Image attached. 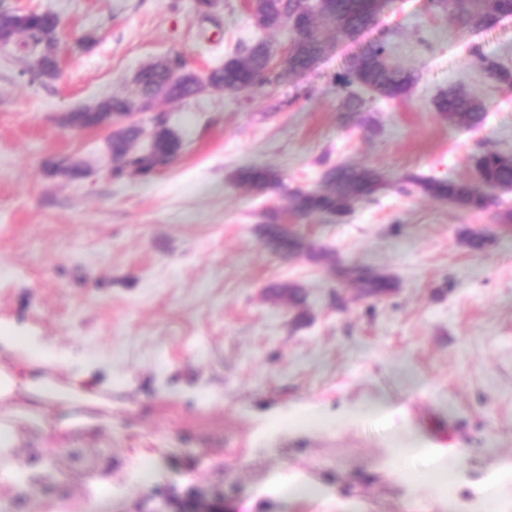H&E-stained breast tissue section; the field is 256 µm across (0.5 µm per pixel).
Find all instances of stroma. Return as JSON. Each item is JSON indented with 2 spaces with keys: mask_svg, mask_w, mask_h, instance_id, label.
Here are the masks:
<instances>
[{
  "mask_svg": "<svg viewBox=\"0 0 512 512\" xmlns=\"http://www.w3.org/2000/svg\"><path fill=\"white\" fill-rule=\"evenodd\" d=\"M16 9L57 15L60 74L32 78L18 46H0V332L18 342L0 368L17 379L14 463L33 448L112 450L109 479L42 496L41 512H181L194 498L222 499L223 512H336V500L443 512L440 496L413 491L423 463L400 455L406 431L464 457L452 489L463 499L492 457L512 459V223L396 188L413 173L473 182L478 152L512 151V89L468 50L512 70V18L463 41L427 0H390L389 60L417 83L403 101L369 98L376 132L344 111L336 76L382 28L354 41L334 32L290 85L156 103L183 143L178 160L117 180L106 132L69 129L67 112L133 95L156 58L205 73L242 43L283 52L288 31L255 28L243 0L209 14L193 0H0V12ZM455 87L483 102L482 126L435 111ZM61 161L87 172L71 178ZM336 163L378 169L390 186L340 220L289 216L291 248L271 243L267 214L286 213L288 191L318 188ZM248 167L272 170L276 186L239 184ZM469 228L487 234L482 251L463 243ZM355 267L397 286L364 296ZM278 283L301 288L303 304L270 297ZM36 341L51 398L33 383ZM381 393L382 410L346 417ZM292 476L324 497L287 504L277 488ZM470 54L473 58L475 66L488 75L489 78L496 82L512 87V72L507 68L492 62L487 56L483 54L481 49L474 45L470 48Z\"/></svg>",
  "mask_w": 512,
  "mask_h": 512,
  "instance_id": "1",
  "label": "stroma"
}]
</instances>
